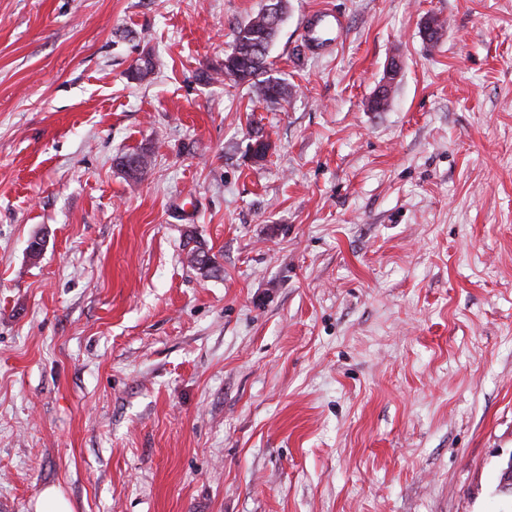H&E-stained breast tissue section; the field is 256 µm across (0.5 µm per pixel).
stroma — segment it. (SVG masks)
I'll return each instance as SVG.
<instances>
[{"instance_id": "obj_1", "label": "stroma", "mask_w": 512, "mask_h": 512, "mask_svg": "<svg viewBox=\"0 0 512 512\" xmlns=\"http://www.w3.org/2000/svg\"><path fill=\"white\" fill-rule=\"evenodd\" d=\"M264 3L0 0V512H512V0ZM279 29L271 25L264 8H261L236 27L232 51L224 54L222 67L213 69L215 73L206 75V78L212 79L213 75H217L233 86H246L258 102L286 101L290 94L288 83L268 74L272 65L269 62V46ZM342 24L340 18L331 8L315 12L306 20V30L313 51H323L338 38ZM334 35V37H332ZM399 72H400V61L398 58L394 57L389 60L387 66H386V69H385V75H384L382 81L377 86L374 96L371 100L372 101L371 104L373 105V108L380 109L381 107L380 106L378 107L377 103L384 102V98L386 95H388L389 98L391 97L394 80L397 78ZM116 167L124 173L125 177L131 181H137L143 171L140 163L146 169L152 163V154L146 149L126 153L117 157ZM191 243H193V246L190 247ZM184 246L187 250L186 256L188 263L204 277H214L222 271L216 256L210 254V251L206 250L204 245L193 235L188 236ZM34 512H73L68 499L56 487L45 488L38 497Z\"/></svg>"}]
</instances>
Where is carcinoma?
I'll return each mask as SVG.
<instances>
[{"mask_svg":"<svg viewBox=\"0 0 512 512\" xmlns=\"http://www.w3.org/2000/svg\"><path fill=\"white\" fill-rule=\"evenodd\" d=\"M278 34V29L271 25L264 10H259L247 21L234 30L231 52L224 54V64L215 69V75L232 83L245 86L258 102L278 103L287 100L290 90L288 83L270 75L269 46ZM140 68L132 73V79L143 80L153 73L157 62L152 50L142 52L139 58ZM270 143L261 129L253 132L248 153L266 156ZM152 163V154L146 149L126 153L116 158V167L131 181L139 179L143 168ZM187 260L191 267L205 277H214L221 271V265L215 255L206 250L194 236H188Z\"/></svg>","mask_w":512,"mask_h":512,"instance_id":"1","label":"carcinoma"}]
</instances>
